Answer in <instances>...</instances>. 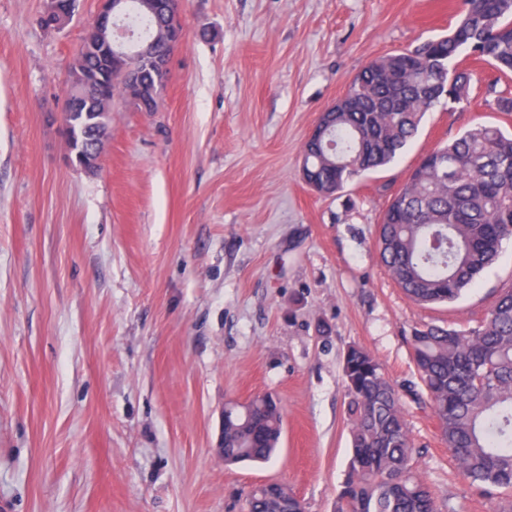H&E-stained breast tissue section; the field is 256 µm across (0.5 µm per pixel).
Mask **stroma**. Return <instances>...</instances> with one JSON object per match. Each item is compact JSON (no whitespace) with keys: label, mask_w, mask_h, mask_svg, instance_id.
Masks as SVG:
<instances>
[{"label":"stroma","mask_w":512,"mask_h":512,"mask_svg":"<svg viewBox=\"0 0 512 512\" xmlns=\"http://www.w3.org/2000/svg\"><path fill=\"white\" fill-rule=\"evenodd\" d=\"M0 0V512H245L260 483L334 512L359 345L416 380L413 326H472L512 286V241L453 303L410 301L376 240L425 153L512 115L485 87L426 113L388 167L332 197L301 177L319 113L370 61L447 32L461 0H182L155 112L114 98L98 169L68 162L65 75L97 0L47 30ZM283 407L276 458L225 464L229 400ZM440 512H500L430 411L404 403Z\"/></svg>","instance_id":"1"}]
</instances>
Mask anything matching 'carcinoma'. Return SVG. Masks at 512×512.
I'll list each match as a JSON object with an SVG mask.
<instances>
[{
    "mask_svg": "<svg viewBox=\"0 0 512 512\" xmlns=\"http://www.w3.org/2000/svg\"><path fill=\"white\" fill-rule=\"evenodd\" d=\"M491 66L487 94L512 76V0H463L458 24L445 36L369 62L346 92L317 141H305L302 171L330 192L389 165L416 136L423 115L441 101L469 98L475 75L462 55ZM77 79L91 82V111L74 112L69 145L93 154L84 128L102 118L98 105L123 89L104 79L99 62L77 52ZM512 238V132L479 124L427 153L383 213L378 255L394 283L420 305L448 304L474 287ZM421 390L413 399L431 410L460 473L472 483L512 493V288L503 290L477 326L424 324L411 330ZM342 372L352 453L336 512H439L416 473V450L402 396L374 354L344 353ZM283 412L271 394L254 397L246 417L224 418V463L268 462L281 440ZM248 512H305L285 484L250 492Z\"/></svg>",
    "mask_w": 512,
    "mask_h": 512,
    "instance_id": "obj_1",
    "label": "carcinoma"
}]
</instances>
